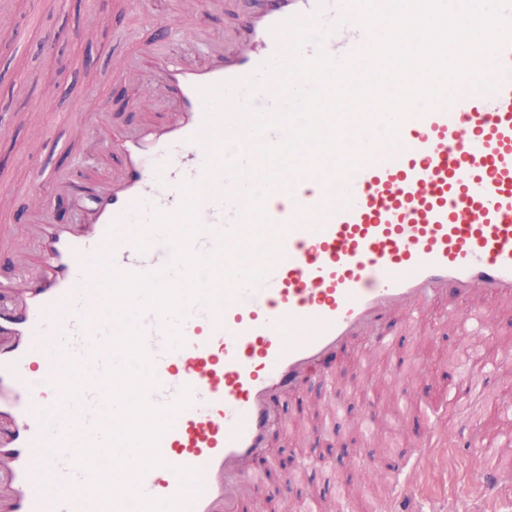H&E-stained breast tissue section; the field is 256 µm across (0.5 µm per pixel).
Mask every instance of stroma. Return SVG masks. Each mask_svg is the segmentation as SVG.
Segmentation results:
<instances>
[{
	"instance_id": "1",
	"label": "stroma",
	"mask_w": 512,
	"mask_h": 512,
	"mask_svg": "<svg viewBox=\"0 0 512 512\" xmlns=\"http://www.w3.org/2000/svg\"><path fill=\"white\" fill-rule=\"evenodd\" d=\"M8 24L16 35L9 55H0V70L14 86L13 106L21 121L0 151L11 157L1 173L24 189L15 206L0 205V225L20 229L30 213L55 222L80 224L84 214L49 185L39 173L50 167L74 179L109 181L120 164L109 139L98 127L76 130L61 124L72 111L93 115L107 110L115 128L132 127L140 118L163 121L173 111L152 81L148 68L129 65L126 78L109 82L117 60L116 32L133 28L141 44L159 41L156 20L166 19L177 33L165 46L168 54L203 61L195 24L184 11V0H146L130 14L100 19V0H8ZM95 86V93L74 100L72 89ZM148 106H140L141 98ZM71 150H60L61 142ZM483 307L493 322L487 336H461L449 314ZM395 336L399 348L390 352L379 337ZM499 360L497 371L483 378L478 393L467 396L466 415L458 417V402L450 389L461 372L460 358L474 353ZM332 380L311 378L301 394L287 397L279 411L288 423H301L304 434L279 433L267 455V478L258 487L248 512H371L377 498L394 481L409 480L418 512H476L471 486L473 460L456 453L453 444L474 434L489 446V462L501 470L495 512H512V301L482 302L438 298L426 303L412 324H384L378 332L352 339L326 361ZM383 400L373 437L359 421L370 400ZM447 405L445 446L435 448L416 471L408 465L421 439L423 420L435 405ZM344 452H337V445ZM373 456L375 468L358 469L356 460ZM290 478L287 495H274L283 478Z\"/></svg>"
}]
</instances>
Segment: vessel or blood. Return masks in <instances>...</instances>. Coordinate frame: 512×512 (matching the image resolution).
<instances>
[{"mask_svg": "<svg viewBox=\"0 0 512 512\" xmlns=\"http://www.w3.org/2000/svg\"><path fill=\"white\" fill-rule=\"evenodd\" d=\"M344 0H245L236 26L224 41L211 37L206 19L196 26L207 59L191 65L171 59L159 47L140 54L159 78L176 114L163 127L145 122L111 138L124 164L108 184H78L45 171L55 190L73 192L84 205L83 224H29L23 243L7 251L12 277L0 282V500L7 512H81L79 486L92 480L72 462L60 434L38 447L39 412L61 397L57 335L72 356L102 375L108 361L93 356L89 343L106 338L98 324L96 294L78 293L79 284H97L93 259L109 254L121 274H150L167 264L171 249L158 241L147 250L131 242L111 244V230H127L144 210L176 212L179 186L207 180L231 186L219 169L204 170V156L191 137L209 113L205 91L240 80L239 101L268 110L274 98L262 86L261 64L279 43L274 25L295 15L318 14L327 30L326 53L341 58L359 49L368 35L356 20L342 21ZM315 42L302 58L314 56ZM502 71L489 94L472 93L448 110L407 119L396 148L365 156L347 194L301 181L287 204L266 210L278 223L298 211L313 212L314 228L286 232L266 280L239 286L224 307H194L181 324L183 345H170L158 315L140 325L157 387L151 404L174 403L191 388V403L160 439L162 465L141 482L152 498L179 488L175 467L200 469L202 492L189 512H244L246 494L264 481L251 459L268 451L277 432L284 397L302 390L320 374L336 347L369 331L389 316L436 296L468 295L480 286L485 296L512 301V41L499 50ZM258 80L257 88L246 79ZM205 234L200 251L213 250L211 231L230 228L235 206L202 203ZM97 384H88L69 402L68 421L92 424L105 416ZM501 474L477 464L473 485L490 503Z\"/></svg>", "mask_w": 512, "mask_h": 512, "instance_id": "vessel-or-blood-1", "label": "vessel or blood"}]
</instances>
